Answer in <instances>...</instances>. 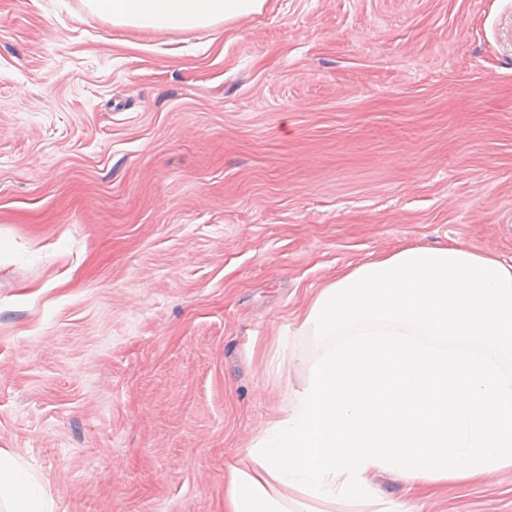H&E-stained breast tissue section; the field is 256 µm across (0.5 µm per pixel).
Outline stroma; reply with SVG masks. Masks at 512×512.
Masks as SVG:
<instances>
[{"label":"stroma","instance_id":"35a3bbf8","mask_svg":"<svg viewBox=\"0 0 512 512\" xmlns=\"http://www.w3.org/2000/svg\"><path fill=\"white\" fill-rule=\"evenodd\" d=\"M455 244L512 258V0H0V448L54 512H224L311 298ZM415 502L512 512V468ZM114 24L144 30H194L260 13L266 0H87Z\"/></svg>","mask_w":512,"mask_h":512}]
</instances>
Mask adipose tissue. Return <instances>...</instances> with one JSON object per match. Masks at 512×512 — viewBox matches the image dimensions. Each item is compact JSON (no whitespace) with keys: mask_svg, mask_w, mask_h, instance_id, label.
<instances>
[{"mask_svg":"<svg viewBox=\"0 0 512 512\" xmlns=\"http://www.w3.org/2000/svg\"><path fill=\"white\" fill-rule=\"evenodd\" d=\"M144 30H194L266 0H87ZM324 339L280 416L227 464L224 512H317L373 494L386 471L421 488L512 467V261L463 245L363 262L300 315ZM0 512H54L41 481L0 448Z\"/></svg>","mask_w":512,"mask_h":512,"instance_id":"adipose-tissue-1","label":"adipose tissue"}]
</instances>
